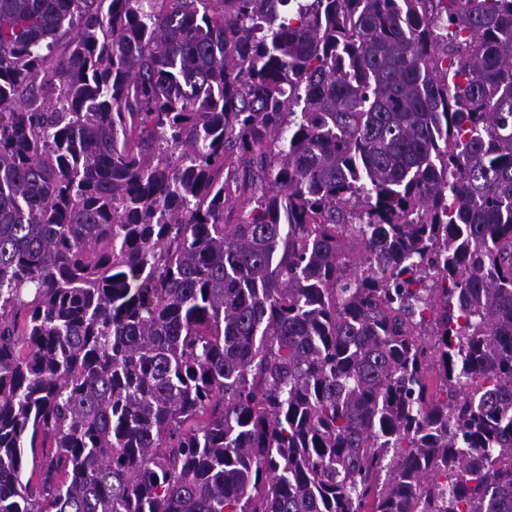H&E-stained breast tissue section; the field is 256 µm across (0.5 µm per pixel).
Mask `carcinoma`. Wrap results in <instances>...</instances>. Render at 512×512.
<instances>
[{"mask_svg":"<svg viewBox=\"0 0 512 512\" xmlns=\"http://www.w3.org/2000/svg\"><path fill=\"white\" fill-rule=\"evenodd\" d=\"M0 512H512V0H0Z\"/></svg>","mask_w":512,"mask_h":512,"instance_id":"1","label":"carcinoma"}]
</instances>
